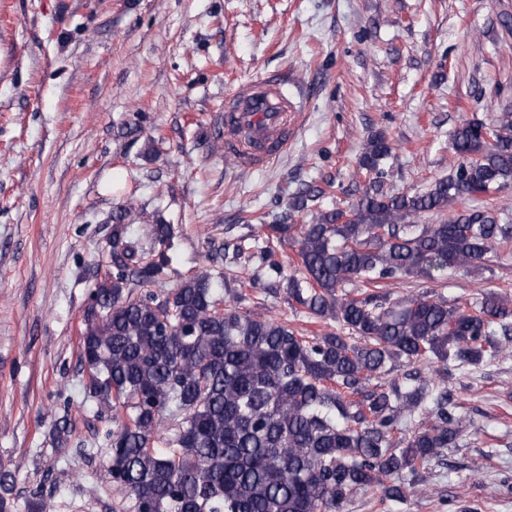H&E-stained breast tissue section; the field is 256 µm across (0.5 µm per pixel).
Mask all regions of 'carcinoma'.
<instances>
[{"mask_svg": "<svg viewBox=\"0 0 512 512\" xmlns=\"http://www.w3.org/2000/svg\"><path fill=\"white\" fill-rule=\"evenodd\" d=\"M452 148L460 162L448 176L393 193L383 170L391 146L379 132L360 155L374 178L355 204L315 210L321 187L292 197L290 214L309 219L265 225L267 237L297 248L289 275L271 252L234 246V260L259 259L289 299L346 336L310 338L255 319L236 306L243 289L220 300L204 268L160 293L145 289L168 275L173 228L152 224L135 237L133 206L112 213L109 270L83 311L81 364L89 396L112 410L109 474L131 512H344L371 487L397 502L424 487L423 473L461 435L451 368L512 350L506 293L465 307L379 291L468 272L512 242V215L480 199L512 183V112L490 127L462 124ZM465 200L472 205L456 209ZM444 211L437 224L414 223ZM356 281L364 289L353 295L345 286ZM401 367L402 382L393 376ZM13 484L0 467V512H12Z\"/></svg>", "mask_w": 512, "mask_h": 512, "instance_id": "1", "label": "carcinoma"}]
</instances>
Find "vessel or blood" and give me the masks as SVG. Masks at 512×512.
Masks as SVG:
<instances>
[{"label": "vessel or blood", "mask_w": 512, "mask_h": 512, "mask_svg": "<svg viewBox=\"0 0 512 512\" xmlns=\"http://www.w3.org/2000/svg\"><path fill=\"white\" fill-rule=\"evenodd\" d=\"M296 123L282 83L263 78L241 84L224 99V154L245 169L266 167L287 150Z\"/></svg>", "instance_id": "b4317fda"}]
</instances>
